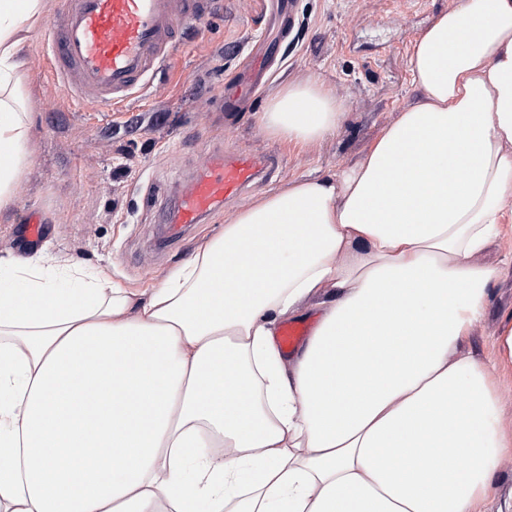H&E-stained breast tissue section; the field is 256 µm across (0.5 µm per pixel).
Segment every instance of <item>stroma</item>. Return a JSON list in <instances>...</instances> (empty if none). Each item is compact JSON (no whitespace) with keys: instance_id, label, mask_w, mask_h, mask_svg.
Wrapping results in <instances>:
<instances>
[{"instance_id":"stroma-1","label":"stroma","mask_w":512,"mask_h":512,"mask_svg":"<svg viewBox=\"0 0 512 512\" xmlns=\"http://www.w3.org/2000/svg\"><path fill=\"white\" fill-rule=\"evenodd\" d=\"M451 0H297L295 26L280 40L268 82L234 111L224 109L244 59L259 42L278 40L267 0H223L222 11L191 31L174 49L158 92L138 94L101 110L68 101L53 84L43 55L42 28L25 45L26 90L34 155L22 172L13 211L0 218V256L49 254L103 270L124 288L156 286L217 235L224 220L288 180L336 173L358 162L383 129L412 104L408 50ZM314 77L344 103L332 134L296 147L268 135L262 112L288 81ZM271 156V178L167 241L158 221L216 153ZM38 218V245L25 226ZM479 262L500 266L486 308L463 349L496 364L498 334L512 315V243L493 245ZM497 366V364H496ZM504 425H512V366H497Z\"/></svg>"}]
</instances>
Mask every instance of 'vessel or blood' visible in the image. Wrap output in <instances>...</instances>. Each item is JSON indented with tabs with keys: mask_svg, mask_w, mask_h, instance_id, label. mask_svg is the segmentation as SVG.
<instances>
[{
	"mask_svg": "<svg viewBox=\"0 0 512 512\" xmlns=\"http://www.w3.org/2000/svg\"><path fill=\"white\" fill-rule=\"evenodd\" d=\"M204 0H59L44 33L54 67V84L69 100L97 107L124 102L153 88L170 60L173 44L189 24L206 18ZM264 78L255 61L238 82L235 95H249ZM272 169L270 157L218 154L177 201L170 237L201 223Z\"/></svg>",
	"mask_w": 512,
	"mask_h": 512,
	"instance_id": "1",
	"label": "vessel or blood"
}]
</instances>
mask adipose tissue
Segmentation results:
<instances>
[{"label":"adipose tissue","instance_id":"ef3b65f1","mask_svg":"<svg viewBox=\"0 0 512 512\" xmlns=\"http://www.w3.org/2000/svg\"><path fill=\"white\" fill-rule=\"evenodd\" d=\"M45 10L0 0V215ZM408 69L420 100L359 163L253 201L149 294L0 258V512H479L512 431L460 347L500 275L475 258L512 223V0H454ZM342 115L306 78L262 125L299 145ZM318 320H319V313L313 307L306 304L303 306L302 310L300 311V313L297 315V317L295 319L289 320L288 322H285V323H282L279 325L278 330H277V336H276L278 344H279V340H278L279 332L283 326L288 324L281 330V333H280L281 344L284 347V349L287 351L292 350L295 347H297L298 345H300L305 340V338L307 336V338L303 342V344H301L300 347H298L294 353L289 354V355L283 351V349L281 348V346L279 344L281 352L286 360L292 359L296 356L298 351L301 349V347L305 344V342L311 335ZM294 322H307L310 325L309 336H308V330L305 325L300 324V323L289 324V323H294Z\"/></svg>","mask_w":512,"mask_h":512}]
</instances>
